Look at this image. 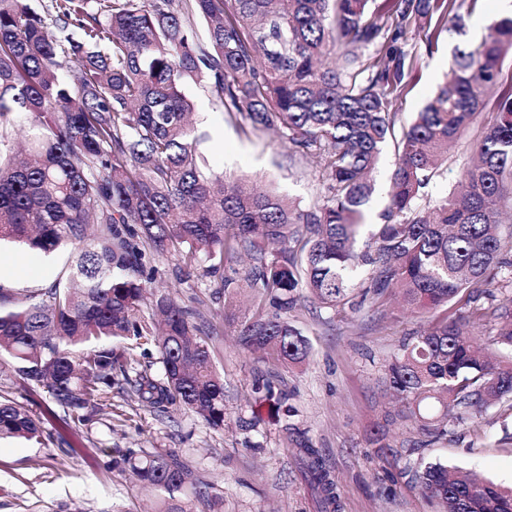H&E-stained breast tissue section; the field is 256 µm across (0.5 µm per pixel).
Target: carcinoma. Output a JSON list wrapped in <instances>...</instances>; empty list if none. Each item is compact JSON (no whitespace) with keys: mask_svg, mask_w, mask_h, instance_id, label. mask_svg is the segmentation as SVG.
Here are the masks:
<instances>
[{"mask_svg":"<svg viewBox=\"0 0 512 512\" xmlns=\"http://www.w3.org/2000/svg\"><path fill=\"white\" fill-rule=\"evenodd\" d=\"M32 2L0 0V241L44 253L72 244L75 254L67 287L20 297L0 287V353L20 377L79 423L116 386L159 415L177 405L224 427L211 332L170 295H147L149 249L190 265L205 259L203 275L228 304L249 289L236 337L263 361L306 359L292 323L305 299L381 313L399 291L410 313L430 319L392 356L384 384L435 440L512 400V364L481 358L471 332L491 322L497 343L512 347V300L474 294H512L501 233L512 202V85L498 81L512 14L456 50L453 77L399 131L391 95L410 69V28L463 29L449 0H384L373 11L372 0H51L44 13ZM383 8L395 13L389 25ZM331 53L333 67L322 63ZM64 61L78 66L72 81L57 74ZM191 83L243 127L288 140L289 163L322 172L315 196L301 206L209 173L189 123ZM479 112L490 119L476 133V160L452 191L432 196L448 144ZM22 113L32 133L19 157L9 137ZM389 140L396 161L383 222L367 225L372 171ZM242 254L250 267L241 274L231 263ZM41 434L36 414L0 400V439ZM300 447L323 512H337L330 471L318 450ZM125 463L159 493L157 512H193L183 499L189 471L174 452L130 453ZM416 479L442 512H512V488L431 463Z\"/></svg>","mask_w":512,"mask_h":512,"instance_id":"cac0c4a2","label":"carcinoma"}]
</instances>
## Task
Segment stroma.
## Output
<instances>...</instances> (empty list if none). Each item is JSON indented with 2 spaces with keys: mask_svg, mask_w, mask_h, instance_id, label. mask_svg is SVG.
<instances>
[{
  "mask_svg": "<svg viewBox=\"0 0 512 512\" xmlns=\"http://www.w3.org/2000/svg\"><path fill=\"white\" fill-rule=\"evenodd\" d=\"M466 18L462 31L414 34L415 57L402 95L393 102L407 125L449 74L456 48L477 45L478 22L500 16L498 0H456ZM192 123L211 171L244 175L263 190L308 202L320 187L314 167L288 163V145L270 131L243 133L236 120L198 86ZM73 248L43 254L0 244V287L24 295L66 275ZM154 288L175 294L214 327V360L224 379V426L171 409L158 419L137 399L116 392L107 413L88 426L53 415L49 396L19 377L0 358V397L43 420L40 441L0 440V512H153L154 492L130 479L128 451L175 452L192 472L185 495L194 512H319L306 479V458L287 435L293 424L317 448L336 482L339 512H439L412 480L429 462L459 467L512 485V405L496 403L482 416L432 440L398 408L382 384L383 365L418 319L398 306L387 315L362 310L332 313L304 303L295 313L310 346L301 364L261 363L238 346L224 326V293L213 279L189 271L177 255L156 260ZM383 430L390 450L371 446Z\"/></svg>",
  "mask_w": 512,
  "mask_h": 512,
  "instance_id": "stroma-1",
  "label": "stroma"
}]
</instances>
